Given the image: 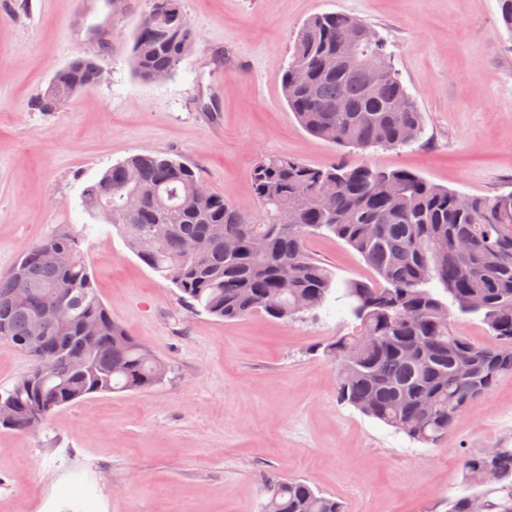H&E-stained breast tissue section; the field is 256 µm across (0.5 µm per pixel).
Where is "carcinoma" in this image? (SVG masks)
Segmentation results:
<instances>
[{
    "instance_id": "cac0c4a2",
    "label": "carcinoma",
    "mask_w": 512,
    "mask_h": 512,
    "mask_svg": "<svg viewBox=\"0 0 512 512\" xmlns=\"http://www.w3.org/2000/svg\"><path fill=\"white\" fill-rule=\"evenodd\" d=\"M132 34L134 70L151 81L171 75L189 54L195 33L181 0H150ZM354 17L317 13L301 26L282 77L288 107L311 135L344 148H399L420 137L422 112L402 84L387 41L360 49L349 41ZM355 52L381 59L390 76L369 90V74L348 62ZM304 68L298 80L293 65ZM96 62L76 58L59 69L35 106L53 112L60 98L94 85ZM252 181L265 220L257 224L224 197L204 186L195 163L141 153L107 169L85 189L92 211L112 213L125 242L154 227L168 229L157 250L137 254L172 281L190 311L220 320L263 312L292 319L323 307L333 292L334 273L313 258L308 242L332 235L356 251L375 273L368 283L343 282L340 298L355 320L354 331L323 345L341 363L339 400L414 441L439 445L454 431L459 413L512 375V346L480 345L456 332L453 311L482 317L496 340L512 342V193L461 198L455 191L406 170L373 168L345 161L313 167L288 156L256 162ZM292 214L288 223L282 215ZM464 238L468 249L457 241ZM197 250L185 252L188 240ZM82 234L62 230L26 249L0 272V336L19 350L31 317L48 287L63 292L67 320L51 329L31 364L58 359L44 378L18 380L0 393L9 403L11 430L30 432L57 410L106 392H147L171 366L155 357L112 320L81 257ZM31 292L25 310L8 299ZM98 324L91 336L86 322ZM466 481L485 499L486 512H512V448L499 443L463 457ZM486 490H479L481 486ZM261 512H343L335 497L298 478L262 481Z\"/></svg>"
}]
</instances>
